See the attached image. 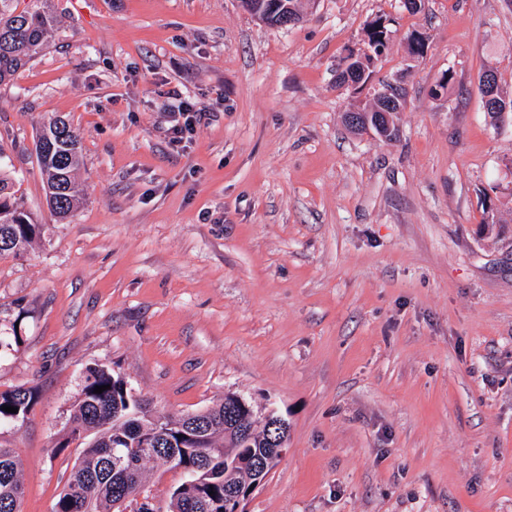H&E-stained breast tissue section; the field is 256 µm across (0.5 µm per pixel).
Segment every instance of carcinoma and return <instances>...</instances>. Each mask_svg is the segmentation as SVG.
<instances>
[{"instance_id": "carcinoma-1", "label": "carcinoma", "mask_w": 512, "mask_h": 512, "mask_svg": "<svg viewBox=\"0 0 512 512\" xmlns=\"http://www.w3.org/2000/svg\"><path fill=\"white\" fill-rule=\"evenodd\" d=\"M19 0H0V83L12 79L43 49L46 36L56 24L50 0H29L18 9ZM370 53L347 61L357 82L369 78V68L380 57L387 43L386 20L379 17L365 30ZM379 112L378 103L361 109L358 122L348 123L354 131L367 127L390 138L394 134L392 112ZM37 160L45 179L46 201L61 220L69 218L79 203L74 174L81 161L79 133L65 118H54L41 130L36 141ZM0 179V239L10 245L0 247V258L17 256L41 234V225L33 224L20 199L6 192ZM109 389L98 394L95 388ZM33 402V393L17 388L0 392V422L24 417ZM18 408L16 413L1 410ZM154 408L150 401L133 398L120 375L104 366L90 367L80 397L67 425V439L83 440L84 448L73 466L67 488L56 504V512H114L117 501L126 502L130 512H149L138 497L144 493V467L161 462L184 475L170 494L171 512H219L227 486L244 477L243 463L269 453L266 426H255L250 435L231 442L234 451L231 466L224 461V417L238 413L230 403H220L195 417L199 426L211 428L210 437L218 452L203 460L202 450L183 440L174 431L157 435L158 447L139 448L140 431L151 425ZM22 461L11 448L0 447V512H21L23 483Z\"/></svg>"}]
</instances>
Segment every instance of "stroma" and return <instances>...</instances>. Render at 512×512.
<instances>
[{"mask_svg": "<svg viewBox=\"0 0 512 512\" xmlns=\"http://www.w3.org/2000/svg\"><path fill=\"white\" fill-rule=\"evenodd\" d=\"M53 5L47 46L0 84V153L42 227L0 259V391L34 395L0 423L21 512H54L96 365L174 414L228 392L275 408L287 447L244 512H512V122L479 86L491 69L512 94V0H299L288 27L240 0ZM380 17L368 82L338 85ZM383 82L404 89L397 137L351 133ZM175 87L207 113L179 147ZM53 116L82 142L63 221L35 153ZM181 478L147 463L156 512Z\"/></svg>", "mask_w": 512, "mask_h": 512, "instance_id": "obj_1", "label": "stroma"}]
</instances>
